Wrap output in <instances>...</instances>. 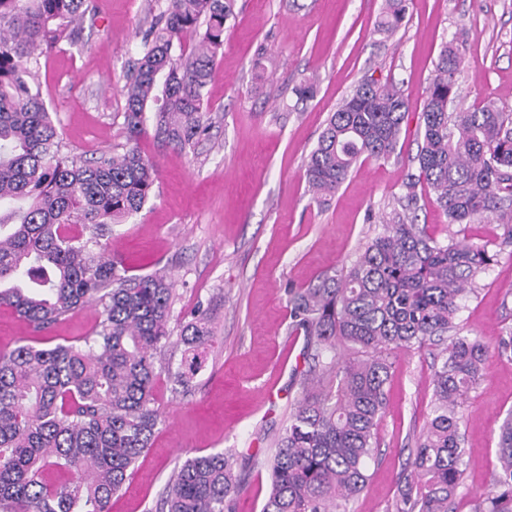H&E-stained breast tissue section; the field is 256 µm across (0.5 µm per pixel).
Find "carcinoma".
Wrapping results in <instances>:
<instances>
[{
	"instance_id": "obj_1",
	"label": "carcinoma",
	"mask_w": 512,
	"mask_h": 512,
	"mask_svg": "<svg viewBox=\"0 0 512 512\" xmlns=\"http://www.w3.org/2000/svg\"><path fill=\"white\" fill-rule=\"evenodd\" d=\"M120 93L129 141L147 129L164 148H195L209 127L206 88L224 51L231 0H166ZM91 0H0V307L37 331L89 302L102 320L80 344L0 353V512H109L127 472L150 447L160 419L157 354L170 343L173 284L161 272L129 276L103 240L139 212L157 178L134 145L77 160L63 144L37 81L39 59L81 39ZM406 0H387L374 28L389 36ZM463 40L442 46L421 113L422 143L397 207L346 269L287 291L288 335L306 337L302 396L266 458L261 512H347L376 457L391 356L444 344L434 400L391 512H448L461 486L464 434L456 407L480 376L488 350L457 333L461 300L497 254L471 241L440 242L415 224L427 185L450 224L499 215L512 243V116L487 104L454 107ZM408 99L365 82L330 113L305 164L316 199L333 195L360 159H387L399 144ZM180 363L168 372L186 394L213 348L198 305L182 324ZM496 357L512 362V327ZM330 385L318 391L323 380ZM495 494L473 512H512V414L499 429ZM68 473L59 481L51 470ZM235 454L186 459L160 495L159 512H234Z\"/></svg>"
}]
</instances>
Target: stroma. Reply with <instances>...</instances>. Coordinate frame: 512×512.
<instances>
[{
    "label": "stroma",
    "instance_id": "stroma-1",
    "mask_svg": "<svg viewBox=\"0 0 512 512\" xmlns=\"http://www.w3.org/2000/svg\"><path fill=\"white\" fill-rule=\"evenodd\" d=\"M383 0H233L224 52L207 87L209 132L195 150L159 148L139 138L158 163L144 208L114 226L107 245L129 274L161 271L174 284L169 328L179 335L197 303L211 307L215 349L187 395L159 377L160 420L151 446L115 494L111 512H156L172 472L187 458L230 449L241 488L235 512H261L269 489L263 460L301 396L305 339L288 333L287 288H304L355 260L382 230L409 173L415 172L419 117L442 45L465 30L459 103L486 102L512 113V0H407L389 40L371 29ZM82 39L42 58L40 81L64 152L92 158L127 145L120 88L143 36L165 0H94ZM311 79L313 98L293 89ZM368 79L396 85L409 101L395 154L358 165L324 204L311 198L304 161L329 112ZM418 224L439 241L487 244L496 263L464 298L463 332L495 347L512 326V243L499 220L452 224L423 195ZM89 304L38 332L0 308V352L21 344L50 348L89 335L102 319ZM437 349L395 355L378 426L379 453L348 512H388L396 481L427 423ZM512 411V363L489 357L462 399L466 455L452 512H473L493 491L499 428Z\"/></svg>",
    "mask_w": 512,
    "mask_h": 512
}]
</instances>
